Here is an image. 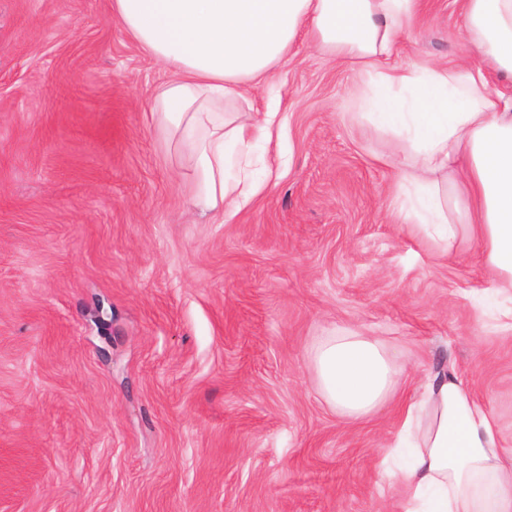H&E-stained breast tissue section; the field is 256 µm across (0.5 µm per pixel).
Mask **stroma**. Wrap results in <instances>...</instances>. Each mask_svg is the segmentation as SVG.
I'll use <instances>...</instances> for the list:
<instances>
[{"mask_svg": "<svg viewBox=\"0 0 512 512\" xmlns=\"http://www.w3.org/2000/svg\"><path fill=\"white\" fill-rule=\"evenodd\" d=\"M458 9L427 0L398 63L468 55ZM168 78L111 0H0V512H401L398 407L316 392L335 330L399 351L401 398L457 373L512 443V297L402 223L353 66L304 39L245 90L273 136L229 218L157 123Z\"/></svg>", "mask_w": 512, "mask_h": 512, "instance_id": "35a3bbf8", "label": "stroma"}]
</instances>
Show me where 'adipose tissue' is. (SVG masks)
Here are the masks:
<instances>
[{
	"label": "adipose tissue",
	"mask_w": 512,
	"mask_h": 512,
	"mask_svg": "<svg viewBox=\"0 0 512 512\" xmlns=\"http://www.w3.org/2000/svg\"><path fill=\"white\" fill-rule=\"evenodd\" d=\"M420 0H112V14L171 72L157 120L194 160L195 204L238 211L257 186L252 147L268 119L228 111L242 87L274 69L309 36L315 49L358 66L363 116L392 136L402 159L403 223L441 255L478 241L500 293L512 294V0H461L463 35L478 61L395 64ZM318 391L357 421L392 402L394 358L358 332L318 336L309 350ZM407 462L388 474L403 512H512V448L494 414L455 372L435 375L403 407Z\"/></svg>",
	"instance_id": "obj_1"
}]
</instances>
